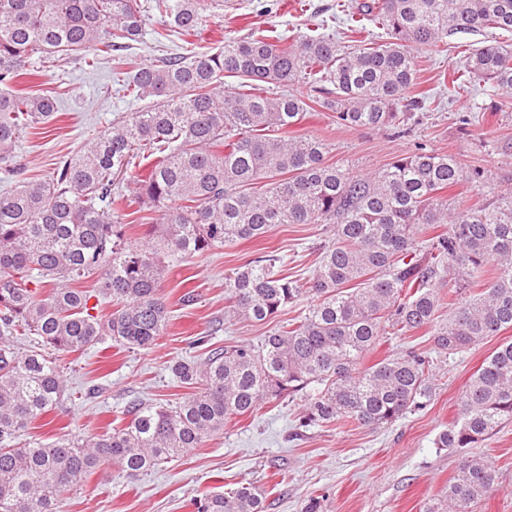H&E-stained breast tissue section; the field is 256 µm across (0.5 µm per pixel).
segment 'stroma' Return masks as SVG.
Masks as SVG:
<instances>
[{"label":"stroma","mask_w":512,"mask_h":512,"mask_svg":"<svg viewBox=\"0 0 512 512\" xmlns=\"http://www.w3.org/2000/svg\"><path fill=\"white\" fill-rule=\"evenodd\" d=\"M355 0H221L210 9L194 40L205 47L224 43L225 34L241 36L265 30L286 38L325 33L343 40L345 24L337 16ZM482 35L459 33L448 50L415 53L421 89L436 97L431 115L405 137L392 131L355 130L337 125L329 114L315 113L296 132L330 146L329 162L347 163L358 173L383 167L413 151L416 144L456 155L466 166L485 173L478 183L452 190L458 211L486 206L512 188V107L495 111L502 95L488 84L450 90L448 77L463 68L466 45H480ZM180 35L151 20L128 55L132 64L151 63L177 53ZM114 63L96 67L72 57L40 69L30 79L33 90L59 95L54 122L22 132L13 158L0 164V196L23 180L45 178L61 161L75 156L90 138L104 135L113 120L145 108L144 100L123 92L113 75ZM486 106L485 121L465 126L461 114ZM327 233L320 224H277L261 240H246L195 255L170 268L162 283L171 319L149 349H129L113 341L60 358L65 380L64 403L51 424L32 423L22 441L27 446L74 436L101 434L124 424L134 400L175 402L189 393L168 369L171 359L196 355L194 340L209 336L214 347L258 343L274 326L304 315L310 298L286 305L273 323L228 321L225 279L265 252L281 259L283 274L305 278L318 262V245ZM191 303H183L185 293ZM512 340V329L439 362L435 394L426 409L408 413L378 429L348 425L312 428L301 437L300 401L266 405L245 418L229 420L221 433L183 458L126 480L112 469L88 476L74 491L58 498L60 512H192L190 501L206 491H224L240 483L264 486L266 512H302L307 501L321 497L324 512H424L448 488L457 473L460 453L437 448L435 436L456 414V403L469 377L497 346ZM101 394L86 397L90 386ZM495 469V484L476 512H512V423L479 447Z\"/></svg>","instance_id":"35a3bbf8"}]
</instances>
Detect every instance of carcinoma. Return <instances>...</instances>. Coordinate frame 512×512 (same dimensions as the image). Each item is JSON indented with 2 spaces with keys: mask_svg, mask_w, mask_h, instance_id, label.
<instances>
[{
  "mask_svg": "<svg viewBox=\"0 0 512 512\" xmlns=\"http://www.w3.org/2000/svg\"><path fill=\"white\" fill-rule=\"evenodd\" d=\"M154 16L182 36L198 30L207 0H153ZM385 30L381 43L341 46L330 37H226L217 50L193 43L125 78L147 109L112 121L47 178L0 196V512H57V496L108 466L126 479L198 448L224 421L261 405L303 401L299 429L347 422L378 428L430 405L436 366L408 351L373 364L365 358L391 334L430 329L451 356L512 328V191L462 214L444 192L484 178L452 154L418 145L379 170L353 173L328 162L329 145L288 131L307 112H330L349 128L407 134L426 115L414 51H437L457 33L512 32V0H364L351 7ZM139 0H0V162L22 130L55 119L58 98L12 87L34 76L32 60L77 54L89 66L124 64L147 25ZM247 91L227 94L224 78ZM465 82L512 92V47L469 53ZM312 98L267 96L266 85L296 79ZM151 169L131 176L132 194L112 177L142 150ZM266 181L264 189L253 185ZM164 207L157 235L134 243L119 214L132 202ZM275 224H323L330 233L303 281L261 255L228 279L224 318L266 323L303 295L307 312L257 345L213 348L170 362L195 392L174 404L131 403L128 421L101 435L20 446L38 418L61 406L64 383L53 353L84 352L111 338L149 349L169 321L166 270ZM97 278L112 299L104 320L94 295L68 282ZM50 289L39 292V285ZM448 308V317L439 311ZM20 336L37 341L22 350ZM512 422V341L488 355L457 402L437 448H475ZM492 466L459 458L448 492L425 512H474L493 487ZM253 483L192 499L193 512H263Z\"/></svg>",
  "mask_w": 512,
  "mask_h": 512,
  "instance_id": "cac0c4a2",
  "label": "carcinoma"
}]
</instances>
